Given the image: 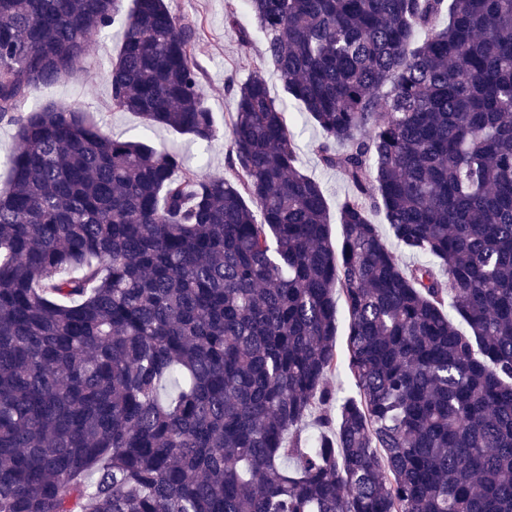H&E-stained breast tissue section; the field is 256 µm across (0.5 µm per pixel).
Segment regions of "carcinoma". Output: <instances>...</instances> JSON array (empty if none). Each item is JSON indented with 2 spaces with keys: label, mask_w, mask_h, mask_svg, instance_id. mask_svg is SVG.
Masks as SVG:
<instances>
[{
  "label": "carcinoma",
  "mask_w": 512,
  "mask_h": 512,
  "mask_svg": "<svg viewBox=\"0 0 512 512\" xmlns=\"http://www.w3.org/2000/svg\"><path fill=\"white\" fill-rule=\"evenodd\" d=\"M133 2L0 0V512H512V0H245L353 187L336 243L260 77L231 179L21 111L118 23L110 106L217 139L200 29ZM341 363L359 400L303 445ZM21 147L16 137V127L7 122H0V188L3 187L9 177V170L5 164V158ZM370 218L373 224H378L379 230L382 233L385 241L398 255L400 262L404 266H414L418 264L431 263L437 265V261L432 257H426L419 254H411L405 252L397 247V243L394 240L388 224H385L384 216L381 212L374 211L371 213Z\"/></svg>",
  "instance_id": "obj_1"
}]
</instances>
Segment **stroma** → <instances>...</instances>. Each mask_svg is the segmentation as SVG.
Returning <instances> with one entry per match:
<instances>
[{"instance_id": "stroma-1", "label": "stroma", "mask_w": 512, "mask_h": 512, "mask_svg": "<svg viewBox=\"0 0 512 512\" xmlns=\"http://www.w3.org/2000/svg\"><path fill=\"white\" fill-rule=\"evenodd\" d=\"M166 3L175 16L197 23L202 30L196 55L202 68L203 100L217 125L226 128L231 121L233 100L226 91L228 80H243L251 75L263 78L271 96L286 110L296 136L302 171L321 184L329 204H336L350 193L351 187L340 173L321 164L318 156L321 132L301 105L285 93L278 73L264 57L257 25L240 0H166ZM230 11L235 13L239 27L252 34L248 52H241L235 31L225 23V15ZM121 43L122 28L117 24L94 35L85 59L77 68L54 87L32 93L24 104L25 111H37L51 102L65 103L88 112L112 137H135L149 145L165 147L179 154L185 169L196 174L228 176L224 163L226 140L206 144L163 127H146L139 115L110 108L111 87L107 76Z\"/></svg>"}]
</instances>
